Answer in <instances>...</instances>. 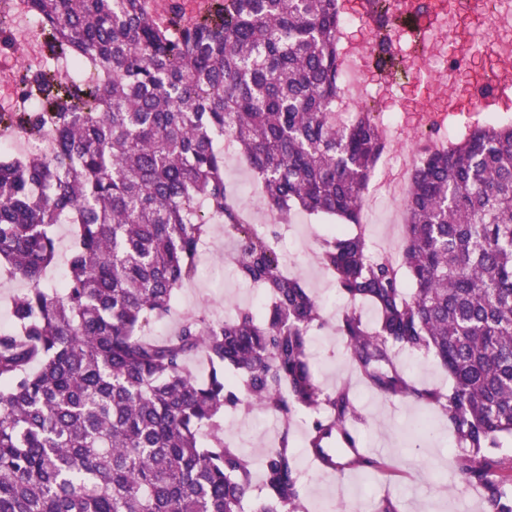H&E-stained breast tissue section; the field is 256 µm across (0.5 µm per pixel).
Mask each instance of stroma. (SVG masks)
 <instances>
[{"label": "stroma", "mask_w": 512, "mask_h": 512, "mask_svg": "<svg viewBox=\"0 0 512 512\" xmlns=\"http://www.w3.org/2000/svg\"><path fill=\"white\" fill-rule=\"evenodd\" d=\"M396 80L404 85L399 95H392L390 86L377 87L375 99L380 108L377 121L391 124L392 129L386 134L388 150L401 154L406 164L377 165L368 182L364 198L372 204L374 215L364 218L363 224L375 250L396 249L403 236L404 223L398 218L403 211V199L396 190L407 186L410 164L426 144L436 140L456 143L474 128L512 124V90L501 94L494 111L483 112L462 88L454 110L438 112L432 106L431 87L406 83L401 74ZM337 225L335 219L314 217L301 210L293 211L285 224L270 218L264 221L266 230L286 239L289 271L300 275L319 302L327 306V325L311 333L306 347L315 382L327 391L351 376L344 346L335 331V319L345 300L316 259L322 239ZM229 244L221 225H212L204 254L207 266L202 267L197 279L180 288L175 315L152 325V337L172 334L181 314L187 312L218 319L232 316L240 308L262 305V297H249L248 286L238 282L232 271L220 270ZM397 362L419 385L445 390L452 384L447 371L433 355L404 350ZM353 392L363 417L362 436L370 447L383 450L397 473L391 477L348 470L328 475L319 473L309 465L304 448L310 417L304 412L297 414L292 425L294 452L303 473L309 512H372L373 502L385 495L398 502L399 512H484L479 492L461 483L449 466L458 445L438 411L406 399L389 400L360 385L354 386ZM276 431L272 419L261 422L255 413L237 412L225 416L222 436L258 461L265 455Z\"/></svg>", "instance_id": "stroma-1"}]
</instances>
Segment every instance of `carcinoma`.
I'll return each instance as SVG.
<instances>
[{
  "instance_id": "carcinoma-1",
  "label": "carcinoma",
  "mask_w": 512,
  "mask_h": 512,
  "mask_svg": "<svg viewBox=\"0 0 512 512\" xmlns=\"http://www.w3.org/2000/svg\"><path fill=\"white\" fill-rule=\"evenodd\" d=\"M371 2L385 54L390 0ZM28 3L52 48L94 76L35 70L25 92L36 109L0 111V126L52 131L46 151L0 159V270L32 284L0 332V512H244L253 462L219 437L224 410L308 411L314 456L361 420L349 387L314 381L306 336L325 327L323 307L233 202L214 147L223 135L265 210L345 224L317 259L349 300L336 320L346 361L384 397L439 411L462 445L453 473L482 490L485 512H512V455L494 451L512 435V126L420 151L393 264L371 254L362 224L388 143L366 104L336 123L339 0H209L191 22L176 5L157 19L150 0ZM214 221L238 241L234 275L265 305L152 339L147 327L197 276ZM59 224L75 225L77 242L69 276L47 288ZM405 348L432 353L452 387L411 380L396 363ZM197 357L204 378L188 367ZM326 463L389 471L357 452ZM260 472L256 512H308L291 426Z\"/></svg>"
}]
</instances>
